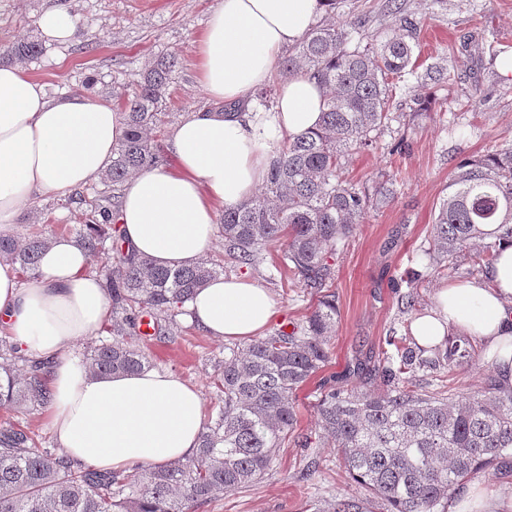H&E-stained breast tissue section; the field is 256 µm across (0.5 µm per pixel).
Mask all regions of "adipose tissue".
<instances>
[{
    "mask_svg": "<svg viewBox=\"0 0 512 512\" xmlns=\"http://www.w3.org/2000/svg\"><path fill=\"white\" fill-rule=\"evenodd\" d=\"M321 12L319 0H219L194 42L197 81L231 112H188L170 134L173 162L130 177L116 216L127 246L159 266L191 265L215 240L217 211L250 198L265 182L287 138L318 130L325 93L301 72L275 81L285 47ZM48 45H69L81 23L63 6L36 20ZM272 106L256 92L270 83ZM125 115L83 92L52 97L20 63L0 64V232H11L39 196H67L106 171L124 135ZM85 251L66 235L51 237L39 270L21 278L0 259V329L22 353L48 359L53 400L46 423L66 456L98 471L126 472L191 457L203 431L201 392L178 375L151 370L94 375L74 343L97 335L109 312ZM190 321L210 336L243 341L279 313L268 288L245 276L218 277L188 302ZM419 346L457 333L496 351V378L512 388V240L497 243L483 276L440 288L410 327Z\"/></svg>",
    "mask_w": 512,
    "mask_h": 512,
    "instance_id": "1",
    "label": "adipose tissue"
}]
</instances>
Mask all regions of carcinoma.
<instances>
[{
  "instance_id": "carcinoma-1",
  "label": "carcinoma",
  "mask_w": 512,
  "mask_h": 512,
  "mask_svg": "<svg viewBox=\"0 0 512 512\" xmlns=\"http://www.w3.org/2000/svg\"><path fill=\"white\" fill-rule=\"evenodd\" d=\"M361 21L322 23L280 63L288 76L306 69L328 91L320 129L290 138L252 198L221 210L224 261L257 267L279 247L289 278L314 289L317 303L291 332L241 342L218 362L224 407L204 423L199 448L164 467L138 465L132 475L84 470L63 454L36 449L16 425L0 427V512H188L227 490L248 486L272 466L277 448L295 438L297 394L330 360L338 311L330 291L328 256L349 243L367 212L388 204L391 190L370 194L343 177L342 158L377 148L375 132L390 120L396 91L413 73L419 23L405 19L407 35L363 43ZM35 40L14 43L0 61L39 56ZM178 61L156 58L127 95L126 131L112 151L104 189L79 191L72 203L80 224H51L24 239L0 233V258L28 275L37 271L53 235L69 234L89 255L112 305L110 338L91 347L97 375L140 372L151 361L127 340L146 314H185L195 291L217 277L220 263L163 267L123 250L119 225L108 223L128 176L159 161L160 112ZM439 203L427 248V268L460 278L490 267L495 238H512V147L456 167ZM494 224L490 232L483 226ZM395 352L356 360L359 383L331 387L315 402L320 437L341 457L365 494L338 497L317 512H441L473 475L512 458V389L488 372L483 390H422L418 373L453 371L475 361L464 337L424 348L390 339ZM0 406L36 411L53 396L45 375L50 362L0 345Z\"/></svg>"
}]
</instances>
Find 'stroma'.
Listing matches in <instances>:
<instances>
[{
    "instance_id": "obj_1",
    "label": "stroma",
    "mask_w": 512,
    "mask_h": 512,
    "mask_svg": "<svg viewBox=\"0 0 512 512\" xmlns=\"http://www.w3.org/2000/svg\"><path fill=\"white\" fill-rule=\"evenodd\" d=\"M56 5L79 17L83 33L69 46L45 47L41 57L28 63L29 74L46 84L50 94L83 90L91 75L98 97L117 107L120 91L133 89L149 62L173 54L178 66L166 98L169 124L208 106L197 85L193 41L216 0H0V48L36 37L39 13ZM403 15L424 23L415 50L417 69L408 78L405 96L425 98L430 106L418 115L403 107L376 150L358 151L343 160L347 179L369 189L390 180L394 198L371 209L349 246L329 259L338 323L321 379L339 386L349 384L348 367L357 351L386 350L393 332L409 336L414 316L432 307L437 290L446 285V278L426 275L423 248L458 163L512 142V83L500 76L493 56L497 49L512 50V0H404ZM360 17L366 20L365 34L382 40L400 27V17L388 13L383 0H341L334 13L321 14L320 20ZM473 34L484 36L492 50L465 57L461 45ZM435 67L456 68L455 80H434L429 71ZM401 138L408 144L405 152L390 154L391 145ZM49 218L74 225L79 213L65 200L41 196L25 210L15 231L27 235ZM413 269L424 278L413 310L405 313L401 297L407 291L406 274ZM224 273L252 277L268 288L281 308L279 324L301 321L314 303L308 288L277 269L275 255H268L259 269L228 265ZM130 341L155 369L175 373L196 387L205 414L223 406L214 367L224 358V341L197 329L164 340L138 333ZM319 381L311 380L298 393L297 430L311 436V446L281 449L273 467L252 486L225 492L196 512H314L313 502L361 495L335 450L318 436L313 403ZM313 460L316 472L301 481L302 470Z\"/></svg>"
}]
</instances>
